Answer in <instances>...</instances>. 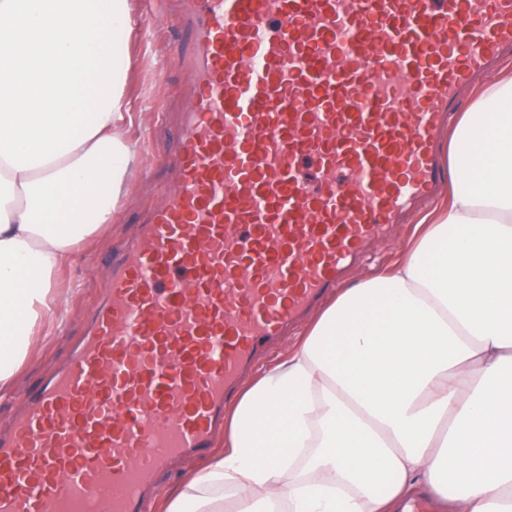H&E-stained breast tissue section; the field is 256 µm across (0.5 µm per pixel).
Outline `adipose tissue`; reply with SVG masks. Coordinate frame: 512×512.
I'll list each match as a JSON object with an SVG mask.
<instances>
[{"label": "adipose tissue", "mask_w": 512, "mask_h": 512, "mask_svg": "<svg viewBox=\"0 0 512 512\" xmlns=\"http://www.w3.org/2000/svg\"><path fill=\"white\" fill-rule=\"evenodd\" d=\"M132 0H0V394L112 211L130 114L111 38ZM27 25H18L19 17ZM451 201L407 257L342 288L232 404L224 452L166 512H512V75L457 122ZM21 317H14V308Z\"/></svg>", "instance_id": "1"}]
</instances>
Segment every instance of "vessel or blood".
Returning <instances> with one entry per match:
<instances>
[{"instance_id": "b4317fda", "label": "vessel or blood", "mask_w": 512, "mask_h": 512, "mask_svg": "<svg viewBox=\"0 0 512 512\" xmlns=\"http://www.w3.org/2000/svg\"><path fill=\"white\" fill-rule=\"evenodd\" d=\"M177 180L66 366L0 433V512H142L260 347L435 195L439 132L512 57V0H180Z\"/></svg>"}]
</instances>
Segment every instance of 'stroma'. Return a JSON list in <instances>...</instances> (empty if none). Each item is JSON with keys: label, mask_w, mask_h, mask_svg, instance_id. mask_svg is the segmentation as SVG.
<instances>
[{"label": "stroma", "mask_w": 512, "mask_h": 512, "mask_svg": "<svg viewBox=\"0 0 512 512\" xmlns=\"http://www.w3.org/2000/svg\"><path fill=\"white\" fill-rule=\"evenodd\" d=\"M134 2L131 30L123 35L114 55L116 63L127 68L123 94L131 103L133 122L126 127L123 138L133 144L134 155L125 172L111 224L98 229L86 245L78 247L59 278L65 320L49 339L39 341L36 355L18 377L13 396L0 401V426L20 409L24 392L52 374L82 338L85 315L102 296L104 263L132 237L137 224L142 223L169 186V169L152 166L147 145L170 132L169 126L157 117V101L178 96L190 77L174 50L182 38L174 25L177 5L175 0ZM447 203L448 196L443 193L408 213L387 239L375 244L347 273L346 283L367 279L374 267L388 266L402 258L416 241L415 226L421 217ZM205 463L202 457L172 461L166 471L158 474L145 512H164L162 493L185 484Z\"/></svg>", "instance_id": "35a3bbf8"}]
</instances>
